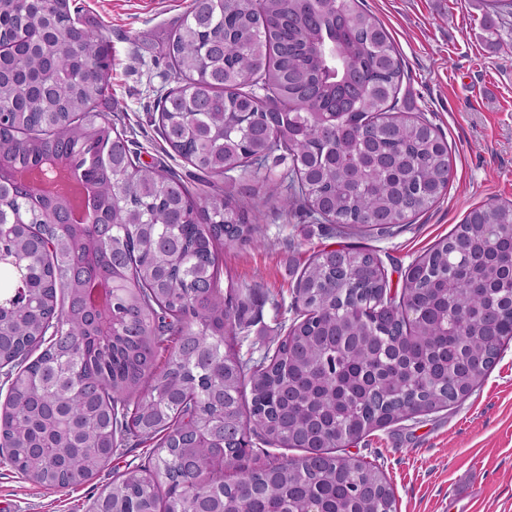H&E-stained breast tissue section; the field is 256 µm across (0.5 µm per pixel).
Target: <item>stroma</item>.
Wrapping results in <instances>:
<instances>
[{"instance_id":"35a3bbf8","label":"stroma","mask_w":512,"mask_h":512,"mask_svg":"<svg viewBox=\"0 0 512 512\" xmlns=\"http://www.w3.org/2000/svg\"><path fill=\"white\" fill-rule=\"evenodd\" d=\"M112 45V100L106 110L146 162L189 176L191 167L158 134L157 98L173 74L163 47L190 0H84ZM400 53L402 91L448 142L452 176L427 213L387 238L365 239L377 251L391 290L418 255L491 201H512V24L499 45L483 31L481 0H365ZM255 244L225 250L222 279L252 289L262 313L243 350L261 353L277 333L302 268L314 253L346 244L335 225L280 213L262 196ZM377 464L394 491L397 512H512V344L463 403L393 422L345 449ZM144 448L120 449L92 480L63 491L42 489L0 461V512H88L116 471L139 463Z\"/></svg>"}]
</instances>
